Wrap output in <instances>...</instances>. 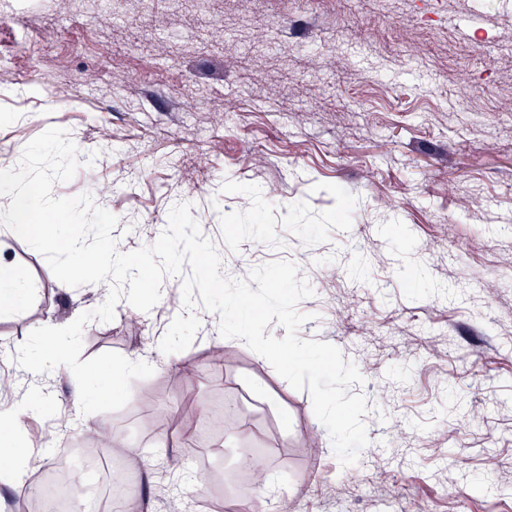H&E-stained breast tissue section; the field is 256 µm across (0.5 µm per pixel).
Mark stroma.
<instances>
[{
  "mask_svg": "<svg viewBox=\"0 0 512 512\" xmlns=\"http://www.w3.org/2000/svg\"><path fill=\"white\" fill-rule=\"evenodd\" d=\"M0 0V73L31 71L34 93L0 90V167L48 140L40 189L56 205L41 222L132 251L155 241L172 199L215 241L225 277L273 261L297 265L313 297L298 335L334 344L363 381L353 394L395 390L365 416L380 456L342 465L308 390L293 388L250 348L220 343V315L189 322L170 298L138 326L105 300L94 269L68 268L8 239L34 290L0 310V349L35 352L60 338L69 372L48 379L55 405L28 386L0 395V414H31L17 447L85 448L88 424L123 431L136 486L152 512L180 498L195 512H236L245 457L270 477L262 500L288 512H512V0ZM111 193L93 207V183ZM275 191L262 226L234 189ZM349 198V242L335 196ZM224 349L223 366L213 351ZM154 367L121 386L132 353ZM192 365L193 373L179 371ZM86 377L80 404L72 376ZM233 399L230 432L193 425L213 477L211 499L182 487L159 459L198 405ZM322 435L308 458L304 440Z\"/></svg>",
  "mask_w": 512,
  "mask_h": 512,
  "instance_id": "35a3bbf8",
  "label": "stroma"
}]
</instances>
